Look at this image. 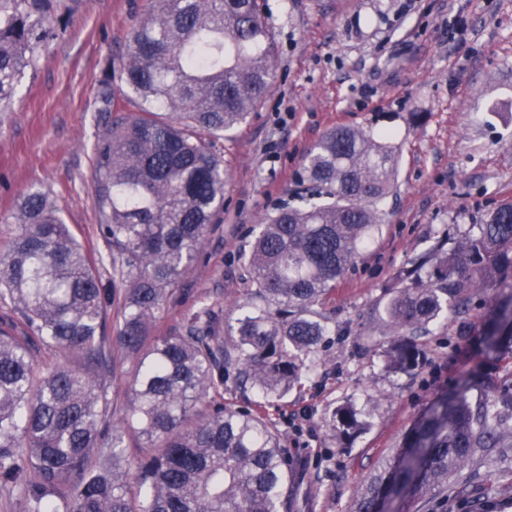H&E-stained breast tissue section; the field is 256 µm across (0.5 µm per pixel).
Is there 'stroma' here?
<instances>
[{
	"mask_svg": "<svg viewBox=\"0 0 512 512\" xmlns=\"http://www.w3.org/2000/svg\"><path fill=\"white\" fill-rule=\"evenodd\" d=\"M155 4L79 0L61 18V37L41 50L0 116V216L39 186L85 249L101 250L91 192L95 91ZM265 17L277 46L272 89L216 145L228 168L223 220L154 332L181 333L202 300H240L249 231L295 189L306 153L327 131L391 132L399 176L381 229L320 308L334 338L326 364L266 405L301 471L290 512H349L439 396L464 385L479 392L491 378L512 393V356L480 351L490 285L465 317L438 319L418 337L425 357L413 372L389 371L383 360L392 340L384 307L398 275L512 202V0H266ZM347 404L365 410V425L343 436L332 416ZM469 491L491 492L495 512H512V465L481 468Z\"/></svg>",
	"mask_w": 512,
	"mask_h": 512,
	"instance_id": "1",
	"label": "stroma"
}]
</instances>
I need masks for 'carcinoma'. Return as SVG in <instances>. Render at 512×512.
<instances>
[{"label":"carcinoma","instance_id":"carcinoma-1","mask_svg":"<svg viewBox=\"0 0 512 512\" xmlns=\"http://www.w3.org/2000/svg\"><path fill=\"white\" fill-rule=\"evenodd\" d=\"M77 0H0V112L58 39V14ZM275 40L263 0H158L130 28L119 74L95 95L93 192L103 250L94 254L36 187L19 195L0 245V489L21 512H287L292 473L265 411L314 375L332 344L315 310L380 228L394 192L398 149L389 133L328 131L306 155L300 189L268 214L240 259L244 297L229 311L201 303L183 332L150 329L197 261L224 209L226 167L215 144L241 126L273 86ZM129 93L119 98L114 79ZM434 250L426 276L401 279L385 306L393 371L423 350L406 337L498 285L483 327L488 352L512 354V203ZM112 269V287L101 270ZM122 291L117 326L112 294ZM116 336H110V331ZM117 339L135 371L125 416L114 419L108 378ZM62 359L35 366L33 352ZM254 391V407L224 405V386ZM343 435L364 426L345 405ZM142 440L127 457V431ZM493 448L512 450V412L488 388L439 398L381 465L350 512L390 496L402 512H447L464 495L463 471Z\"/></svg>","mask_w":512,"mask_h":512}]
</instances>
